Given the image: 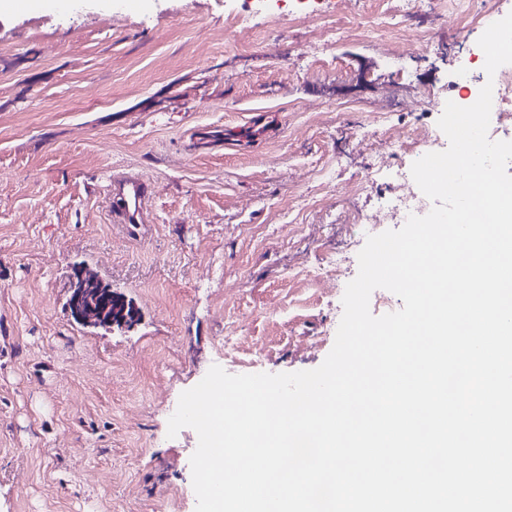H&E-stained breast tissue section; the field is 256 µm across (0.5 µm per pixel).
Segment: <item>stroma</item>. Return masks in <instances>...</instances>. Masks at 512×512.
Returning a JSON list of instances; mask_svg holds the SVG:
<instances>
[{
	"label": "stroma",
	"instance_id": "obj_1",
	"mask_svg": "<svg viewBox=\"0 0 512 512\" xmlns=\"http://www.w3.org/2000/svg\"><path fill=\"white\" fill-rule=\"evenodd\" d=\"M32 3L0 14V512H195L198 435H167L180 394L228 341L266 373L322 364L357 219L399 186L375 164L374 108L439 135L479 87L482 14L505 12L441 0L373 43L389 0ZM330 26L321 66L306 49ZM117 172L151 185L142 224L112 219ZM337 250L346 273L314 279ZM77 268L136 322L77 323Z\"/></svg>",
	"mask_w": 512,
	"mask_h": 512
}]
</instances>
